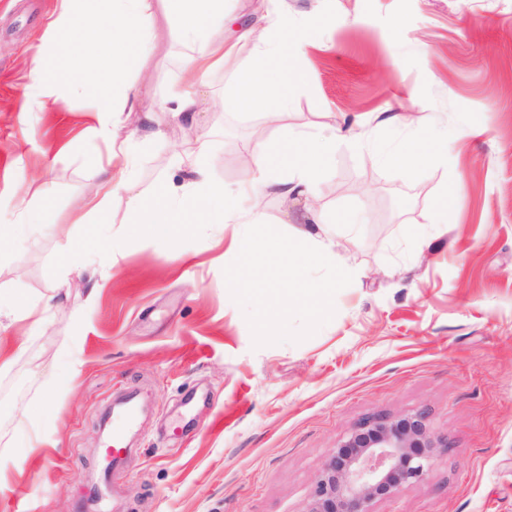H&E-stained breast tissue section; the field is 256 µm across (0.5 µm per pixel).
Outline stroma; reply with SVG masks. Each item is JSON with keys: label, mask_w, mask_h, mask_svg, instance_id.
<instances>
[{"label": "stroma", "mask_w": 512, "mask_h": 512, "mask_svg": "<svg viewBox=\"0 0 512 512\" xmlns=\"http://www.w3.org/2000/svg\"><path fill=\"white\" fill-rule=\"evenodd\" d=\"M59 0H0V220L43 214L0 242V299L44 308L39 329L0 318V512H76L119 391L146 405L140 446L113 479L111 512H303L333 448L366 419L424 410L426 477L374 512H512V0H224L235 48L206 78L195 124L148 137L144 115L191 77L204 39L171 41L156 10L126 58L133 110L115 131L139 158L140 191L204 167L232 189L276 122L236 85L255 58L243 30L289 47L282 123L337 140L316 195L268 192L266 227L321 219L338 264L292 270L259 254L240 288L234 227L203 214L158 246L131 231L124 198L87 213L96 162L125 165L90 130L92 102L63 91L27 111L35 53L70 52L47 32ZM286 17L287 27L274 23ZM411 114V126L384 123ZM453 134L447 164L388 168L416 127ZM358 271L341 281L338 266ZM322 296L297 299L300 282Z\"/></svg>", "instance_id": "obj_1"}]
</instances>
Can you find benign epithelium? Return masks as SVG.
<instances>
[{
	"instance_id": "7a95c632",
	"label": "benign epithelium",
	"mask_w": 512,
	"mask_h": 512,
	"mask_svg": "<svg viewBox=\"0 0 512 512\" xmlns=\"http://www.w3.org/2000/svg\"><path fill=\"white\" fill-rule=\"evenodd\" d=\"M436 445L421 413L365 422L334 449L303 512H373L375 501L425 477Z\"/></svg>"
}]
</instances>
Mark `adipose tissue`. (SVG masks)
<instances>
[{
  "label": "adipose tissue",
  "instance_id": "1",
  "mask_svg": "<svg viewBox=\"0 0 512 512\" xmlns=\"http://www.w3.org/2000/svg\"><path fill=\"white\" fill-rule=\"evenodd\" d=\"M158 2L163 3L167 14L177 20L173 37L188 42L204 37L205 49L189 63L195 89L173 92L165 109L146 113L145 121L155 136L161 134L171 114L182 116L187 123H195L198 114L206 107V99L198 92V85L204 84L207 74L223 66L231 54L223 40L214 35L224 23V0H61V11L50 26L52 36L78 39L92 29L96 37L86 49L67 55L64 65L34 64L30 84L32 106L45 111L72 74L93 72L111 77L113 89L121 93L120 101H113L94 83L85 84L83 91L96 102L99 115L96 135L112 140L113 112L120 106H133L135 99L134 85L127 79L122 63L137 46L141 33L151 24L154 5ZM256 52L254 64L238 70L236 84L245 93L251 108L278 120V146L272 149L259 144L249 152L248 166L254 177L239 186L236 196H229L224 186L214 183L201 168L178 188L163 187L153 195H144L137 189L136 161L132 158L127 159L122 173L117 176L108 174L104 167H96L97 182L93 187L94 195L106 199L126 196L132 224L145 227L161 246L175 241L178 225L190 213H205L214 224L237 225L238 232L231 246L247 260L233 279L238 287L252 277L253 268L248 260L259 252L280 256L289 266L298 268L337 259L336 243L322 223L295 228V236L305 244L301 250L288 248L275 235L263 239L257 235L262 225L261 200L267 188H276L284 198L298 192L314 193L326 175V162L334 148V140L327 137L304 142L292 127L281 123L280 117L287 112L292 99L284 75L270 69L269 64L282 57L283 46L276 41L262 40L258 42ZM426 140V135L422 134L400 149L385 152L386 165L424 171L432 160L447 162V137L438 138L437 152L433 155L424 148Z\"/></svg>",
  "mask_w": 512,
  "mask_h": 512
}]
</instances>
